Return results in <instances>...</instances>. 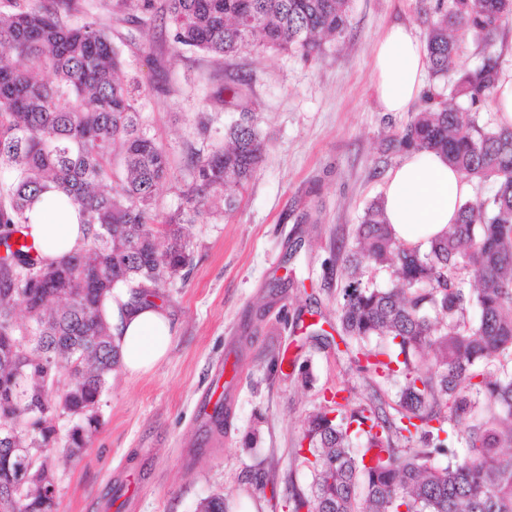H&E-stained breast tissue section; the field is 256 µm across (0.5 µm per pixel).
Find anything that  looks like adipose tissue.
I'll return each instance as SVG.
<instances>
[{"instance_id": "adipose-tissue-1", "label": "adipose tissue", "mask_w": 512, "mask_h": 512, "mask_svg": "<svg viewBox=\"0 0 512 512\" xmlns=\"http://www.w3.org/2000/svg\"><path fill=\"white\" fill-rule=\"evenodd\" d=\"M426 52L413 30L390 26L374 49L373 75L380 104L387 112L408 111L422 91ZM472 187L436 153H415L387 176L384 215L397 240L429 245L458 217V208ZM28 232L42 255L60 259L83 240L84 227L75 209H60L42 194L32 210ZM123 369L145 373L164 359L170 349L171 319L158 304L131 302L113 295L105 308Z\"/></svg>"}]
</instances>
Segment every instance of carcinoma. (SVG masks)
Segmentation results:
<instances>
[{
  "label": "carcinoma",
  "instance_id": "1",
  "mask_svg": "<svg viewBox=\"0 0 512 512\" xmlns=\"http://www.w3.org/2000/svg\"><path fill=\"white\" fill-rule=\"evenodd\" d=\"M5 2L14 11L0 14V512H51L41 494L10 488L16 449H30L51 481L56 455L78 458L89 447L120 364L105 302L118 288L135 302L159 298L161 283L191 263L181 225L217 200L235 209L264 144L242 113L224 146L191 156L183 209L157 220L156 190L171 162L142 128L106 25L80 0ZM348 9L349 0L164 5L175 50L219 58L319 55L321 37L346 28ZM154 14V0L112 4L117 21L130 15L147 26ZM511 21L512 0H450L431 23L433 76L455 66L466 37L487 52L475 70L429 89L398 143L443 154L494 190L465 201L424 250L393 238L381 203L365 209L344 250L336 320L370 392L340 388L307 416L295 458L311 482L289 483L290 512H512V128H482L462 106L491 99L500 67L489 49ZM50 189L86 226L83 243L53 262L34 245L14 247ZM382 270L392 287L376 283ZM18 307L28 323L16 322ZM60 416L71 420L62 436Z\"/></svg>",
  "mask_w": 512,
  "mask_h": 512
}]
</instances>
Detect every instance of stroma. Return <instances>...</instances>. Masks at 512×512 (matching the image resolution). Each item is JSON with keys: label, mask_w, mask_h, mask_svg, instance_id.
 Wrapping results in <instances>:
<instances>
[{"label": "stroma", "mask_w": 512, "mask_h": 512, "mask_svg": "<svg viewBox=\"0 0 512 512\" xmlns=\"http://www.w3.org/2000/svg\"><path fill=\"white\" fill-rule=\"evenodd\" d=\"M439 0H350L348 26L320 59L264 51L221 61L174 50L170 24L115 26L124 81L140 85L150 135L169 151L172 177L156 195L166 217L183 203L192 154H208L241 117L219 105L245 84L265 144L263 161L233 211L211 209L186 225V275L160 302L171 349L150 372L114 376L101 426L83 458L57 455L56 512H197L212 495L227 512L288 510V486H308L293 459L310 410L340 387L367 392L346 346L312 342L336 331L345 280L340 245L352 244L365 208L383 200L386 177L406 156L395 145L413 112L383 111L373 47L400 23L426 37ZM211 120L201 130V117ZM308 364L302 385L280 358ZM228 415L216 429V402ZM276 471L274 493L254 478Z\"/></svg>", "instance_id": "1"}]
</instances>
